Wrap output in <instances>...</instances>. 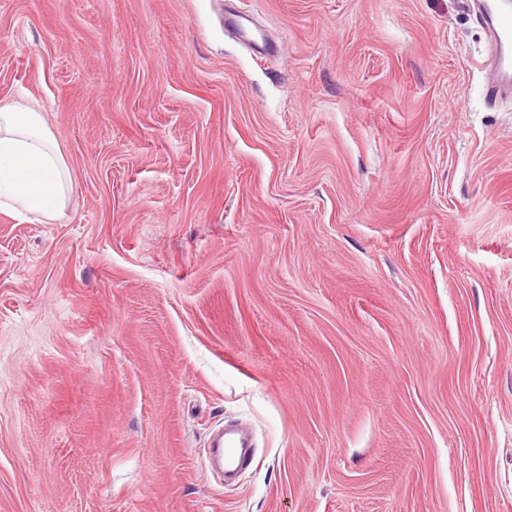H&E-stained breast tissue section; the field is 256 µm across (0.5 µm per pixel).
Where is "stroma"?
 Returning <instances> with one entry per match:
<instances>
[{
	"label": "stroma",
	"mask_w": 512,
	"mask_h": 512,
	"mask_svg": "<svg viewBox=\"0 0 512 512\" xmlns=\"http://www.w3.org/2000/svg\"><path fill=\"white\" fill-rule=\"evenodd\" d=\"M0 0L72 190L0 203V512H512V99L461 0ZM252 421L237 481L212 426ZM250 23L255 24L252 17L245 12L232 9H227L224 12V28L237 35L255 53L261 56L280 54L281 45L269 40L265 35L261 38L251 28Z\"/></svg>",
	"instance_id": "obj_1"
}]
</instances>
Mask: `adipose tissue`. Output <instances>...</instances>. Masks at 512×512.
Returning a JSON list of instances; mask_svg holds the SVG:
<instances>
[{
	"label": "adipose tissue",
	"instance_id": "adipose-tissue-1",
	"mask_svg": "<svg viewBox=\"0 0 512 512\" xmlns=\"http://www.w3.org/2000/svg\"><path fill=\"white\" fill-rule=\"evenodd\" d=\"M70 189L68 167L40 113L0 99V198L51 220L64 208Z\"/></svg>",
	"mask_w": 512,
	"mask_h": 512
}]
</instances>
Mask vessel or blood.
Here are the masks:
<instances>
[{
	"mask_svg": "<svg viewBox=\"0 0 512 512\" xmlns=\"http://www.w3.org/2000/svg\"><path fill=\"white\" fill-rule=\"evenodd\" d=\"M465 8L473 10L483 21L492 55V65L484 85L489 103L512 96V0H463ZM249 14L226 10L224 27L233 32L255 53L261 56L280 53L281 47L255 32ZM252 431L247 423L228 421L208 435L205 454L206 469L211 475L232 472L244 465L249 457Z\"/></svg>",
	"mask_w": 512,
	"mask_h": 512,
	"instance_id": "obj_1",
	"label": "vessel or blood"
}]
</instances>
